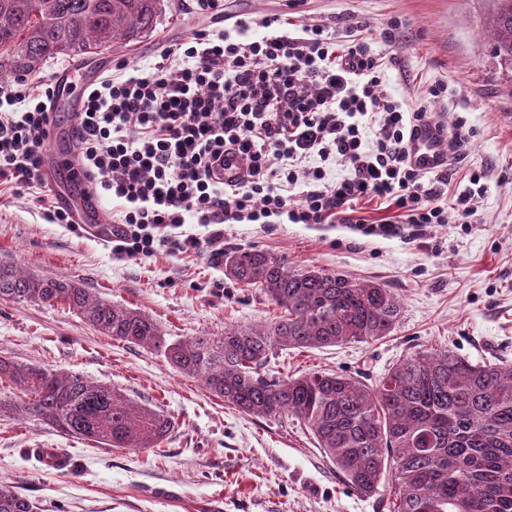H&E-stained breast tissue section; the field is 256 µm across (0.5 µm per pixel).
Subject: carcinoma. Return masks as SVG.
<instances>
[{
  "label": "carcinoma",
  "instance_id": "obj_1",
  "mask_svg": "<svg viewBox=\"0 0 512 512\" xmlns=\"http://www.w3.org/2000/svg\"><path fill=\"white\" fill-rule=\"evenodd\" d=\"M160 0H0V82L60 56L92 54L152 33ZM491 55L512 74V0H495ZM224 271L257 288L283 315L263 329L170 339L147 314L73 280L0 263V299L66 305L113 339L155 349L224 404L258 418L291 415L343 481L377 493L391 474V512H512V362L473 363L450 348L401 358L374 387L338 372L269 379L278 348H322L387 336L401 314L397 289L259 249L224 253ZM0 415L22 412L103 448H159L175 427L79 371L0 356ZM0 512H36L0 482Z\"/></svg>",
  "mask_w": 512,
  "mask_h": 512
}]
</instances>
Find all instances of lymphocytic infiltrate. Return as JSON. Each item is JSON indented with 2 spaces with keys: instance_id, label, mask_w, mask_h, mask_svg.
<instances>
[{
  "instance_id": "lymphocytic-infiltrate-1",
  "label": "lymphocytic infiltrate",
  "mask_w": 512,
  "mask_h": 512,
  "mask_svg": "<svg viewBox=\"0 0 512 512\" xmlns=\"http://www.w3.org/2000/svg\"><path fill=\"white\" fill-rule=\"evenodd\" d=\"M267 16L257 40L200 30L162 49L155 63L108 75L85 87L73 134L70 183L86 196L116 203L112 250L129 258L173 253L224 254L228 224H352L392 236L401 225L467 223L485 189L484 170L451 205H442L446 174L413 163L410 144L429 124L425 105L385 91L387 66L375 43L392 44V28L338 44L320 25L294 35ZM55 91L19 78L0 85V179L46 190V127ZM234 149L245 175L213 176V163ZM317 164L303 168V161ZM347 175L329 180L326 161ZM306 191L293 197L298 182ZM380 199L397 219L372 223L363 202ZM204 235L185 232L187 219Z\"/></svg>"
}]
</instances>
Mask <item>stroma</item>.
Returning <instances> with one entry per match:
<instances>
[{
  "mask_svg": "<svg viewBox=\"0 0 512 512\" xmlns=\"http://www.w3.org/2000/svg\"><path fill=\"white\" fill-rule=\"evenodd\" d=\"M491 0H224L223 17L196 0H161L155 31L74 60L55 59L31 74L55 84L86 73L154 63L165 46L199 30L232 28L236 19L278 16L290 32L318 24L339 40L356 22L395 25L389 48L399 64L388 90L414 96L444 85L429 109L436 119L465 118L474 136L452 159L449 192L471 169L487 173L468 224L405 226L401 235H365L350 224H228L224 248L288 255L295 268L321 267L396 288L401 315L371 343L283 349L264 371L278 378L311 370L363 377L376 385L403 355L450 347L479 362L512 361V80L490 53ZM106 225L52 224L31 190L0 181V262L73 280L113 303L141 310L173 339L262 327L278 310L258 290L224 274L223 259L159 253L114 255ZM0 355L57 371L75 370L121 390L138 405L172 416L160 448H100L22 415L0 417V481L39 512H387L340 480L307 430L291 417L255 418L213 397L200 380L163 355L126 345L89 326L76 311L0 300ZM72 461L47 471L38 449Z\"/></svg>",
  "mask_w": 512,
  "mask_h": 512,
  "instance_id": "obj_1",
  "label": "stroma"
}]
</instances>
